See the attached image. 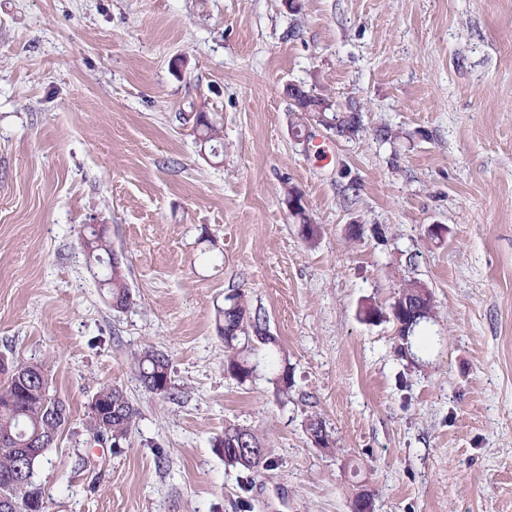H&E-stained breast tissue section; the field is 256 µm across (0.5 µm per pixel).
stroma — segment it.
<instances>
[{"label": "stroma", "instance_id": "stroma-1", "mask_svg": "<svg viewBox=\"0 0 512 512\" xmlns=\"http://www.w3.org/2000/svg\"><path fill=\"white\" fill-rule=\"evenodd\" d=\"M293 85L359 131L298 117ZM85 224L123 257L125 310L87 268ZM412 278L436 304L414 360L391 314ZM235 289L288 396L266 360L224 374ZM147 346L173 398L142 387ZM1 354L45 363L71 408L35 466L51 512H351L362 491L374 512H512V0H0ZM105 384L139 410L119 448L83 431ZM229 422L272 447L246 494L213 447ZM132 358L138 368L139 379L145 390L163 398L172 395L170 362L166 354L148 346L134 352ZM158 380L166 383L159 390L156 388Z\"/></svg>", "mask_w": 512, "mask_h": 512}]
</instances>
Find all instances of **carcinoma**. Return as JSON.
<instances>
[{
	"mask_svg": "<svg viewBox=\"0 0 512 512\" xmlns=\"http://www.w3.org/2000/svg\"><path fill=\"white\" fill-rule=\"evenodd\" d=\"M336 130L340 134L357 131L359 120L356 114L337 113ZM197 138L202 143L221 140L219 128L201 114L196 120ZM299 224L309 229L304 240L313 243L318 237L317 225L310 222L306 207L297 205L290 211ZM80 245L86 256L88 267L93 268L112 254V241L106 229L94 224L86 226L80 236ZM111 300L112 308L119 311L131 304V294L122 269L109 268L101 280ZM216 325L224 341V372L243 385L253 378L257 365L252 361L256 345L275 344V338L268 334L266 323L259 311L249 307L242 292L229 294L224 306L217 308ZM417 327L398 326L399 349L411 351L413 345L421 344L422 337L415 335ZM138 368L139 379L145 390L166 398L171 395L172 380L168 356L153 348L145 347L132 354ZM0 498L9 500V512H47L41 491L31 482L27 488L8 486L3 477L21 467L30 477L34 476L39 458H24L23 449L37 441L55 442L67 426L71 417L69 404L49 393L46 366L42 363H23L16 369L5 371L0 368ZM278 393L286 396L293 385V376L288 366H283L272 378ZM96 396L104 408L112 413L103 416L101 412L88 410L83 428L89 439L96 440L104 431L112 434V447L116 448L129 439L139 415L138 408L126 392L112 385H103ZM61 408L65 416L59 419L46 417L50 404ZM217 450L224 456V465L240 473L251 474L259 467L273 464L271 448L251 429L235 423L224 426V434L216 440Z\"/></svg>",
	"mask_w": 512,
	"mask_h": 512,
	"instance_id": "obj_1",
	"label": "carcinoma"
}]
</instances>
